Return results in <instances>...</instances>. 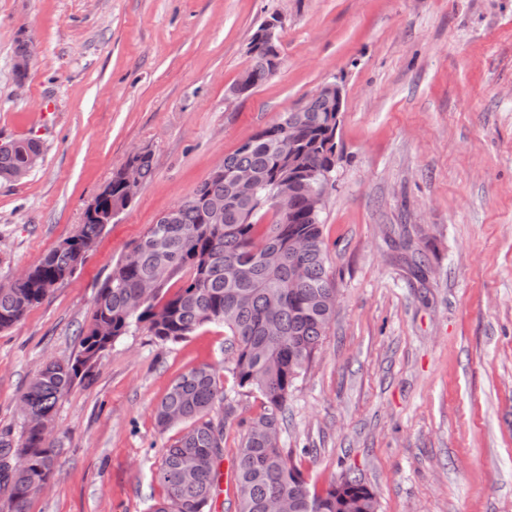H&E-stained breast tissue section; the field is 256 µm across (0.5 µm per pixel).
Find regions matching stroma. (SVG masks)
I'll return each mask as SVG.
<instances>
[{
	"mask_svg": "<svg viewBox=\"0 0 512 512\" xmlns=\"http://www.w3.org/2000/svg\"><path fill=\"white\" fill-rule=\"evenodd\" d=\"M273 15L277 73L229 97ZM332 81L345 92L322 213L336 313L288 399L283 446L310 487L360 474L379 512H512V0H0V143L41 146L26 178L0 179V285L73 235L134 152L154 159L83 265L0 331V429L20 433L46 361L77 356L117 260ZM403 231L422 273L391 247ZM229 356L216 324L178 343L121 337L59 401L53 473L28 512H151L180 435L158 431L154 408L201 365L231 387ZM233 405L225 471L263 400Z\"/></svg>",
	"mask_w": 512,
	"mask_h": 512,
	"instance_id": "35a3bbf8",
	"label": "stroma"
}]
</instances>
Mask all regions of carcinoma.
I'll return each mask as SVG.
<instances>
[{
	"label": "carcinoma",
	"mask_w": 512,
	"mask_h": 512,
	"mask_svg": "<svg viewBox=\"0 0 512 512\" xmlns=\"http://www.w3.org/2000/svg\"><path fill=\"white\" fill-rule=\"evenodd\" d=\"M244 71L255 89L270 78L272 52L249 51ZM332 102H308L306 112H285L224 157V176L209 177L193 196L176 208L173 223L153 224L108 275L96 299L92 321L80 338L78 355L51 361L32 378L21 399L23 426L19 438L0 431V491L12 512H27L37 487L47 483L55 449L43 438L41 423L54 417L59 400L82 380L120 337L145 323L163 343H177L207 324L224 326L232 357L228 372L232 390L258 393L263 412L244 419L235 461L238 512H272L277 503L288 512H378V501L362 479L347 474L318 492L309 487L291 454L272 443L282 433L288 396L309 367L334 315L328 298L336 285L327 267L321 214H310L305 193L314 174L334 172L336 144L327 132ZM299 148L288 155V134ZM40 151L34 140L13 142L0 150V178ZM141 182L153 171L152 154H134ZM249 170L258 181L252 196L239 195L231 175ZM288 187V213L274 207L276 194ZM135 193L123 170L86 211L80 233L47 252L24 279L0 288V329L24 318L53 289L83 265L112 214L127 208ZM223 204L224 222L209 220L207 205ZM273 211L275 221L260 224L256 216ZM187 278L162 301L168 283ZM139 306L134 299L144 292ZM227 395L215 373L198 367L179 376L154 409L160 432L182 427L166 448L159 480L166 495L153 512H212L224 456V418L217 406Z\"/></svg>",
	"instance_id": "1"
}]
</instances>
